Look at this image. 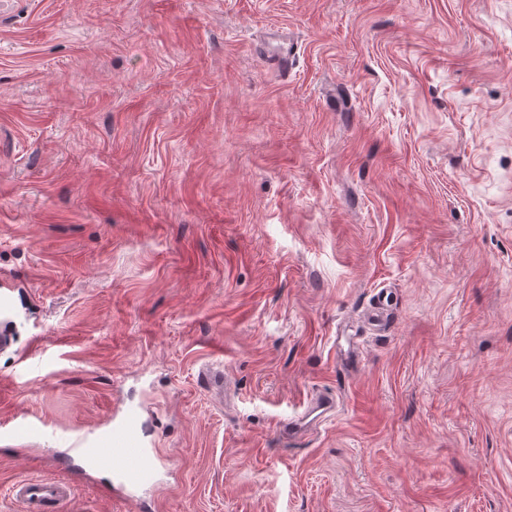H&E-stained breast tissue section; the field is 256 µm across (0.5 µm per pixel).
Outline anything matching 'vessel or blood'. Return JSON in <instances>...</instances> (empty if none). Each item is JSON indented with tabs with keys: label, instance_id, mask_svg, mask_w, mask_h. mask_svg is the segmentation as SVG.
<instances>
[{
	"label": "vessel or blood",
	"instance_id": "obj_1",
	"mask_svg": "<svg viewBox=\"0 0 512 512\" xmlns=\"http://www.w3.org/2000/svg\"><path fill=\"white\" fill-rule=\"evenodd\" d=\"M39 432L38 424L29 417L12 419L5 435L14 439H29ZM66 455L82 459L89 469L106 470L113 477L112 493L134 501L137 493L155 481V462L146 448L133 410H125L111 428L97 435H76L65 450ZM9 493L21 502L26 512H64L74 498L64 483L45 478L24 479L11 485Z\"/></svg>",
	"mask_w": 512,
	"mask_h": 512
}]
</instances>
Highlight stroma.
I'll list each match as a JSON object with an SVG mask.
<instances>
[{"instance_id":"stroma-1","label":"stroma","mask_w":512,"mask_h":512,"mask_svg":"<svg viewBox=\"0 0 512 512\" xmlns=\"http://www.w3.org/2000/svg\"><path fill=\"white\" fill-rule=\"evenodd\" d=\"M0 292V512H512V0H0ZM276 62L279 66L280 72L286 76L288 70L293 64V58L295 57L297 47L293 41L288 40V36L284 34H278L276 40ZM65 454L82 459L89 469L112 473V494L134 502L137 493L154 484L155 462L145 447L138 414L127 409L112 428L97 435H76ZM5 436L14 439H29L39 433V425L27 416H18L7 423ZM9 494L21 502L27 512H63L74 499L66 484L45 478L17 481L9 488Z\"/></svg>"}]
</instances>
